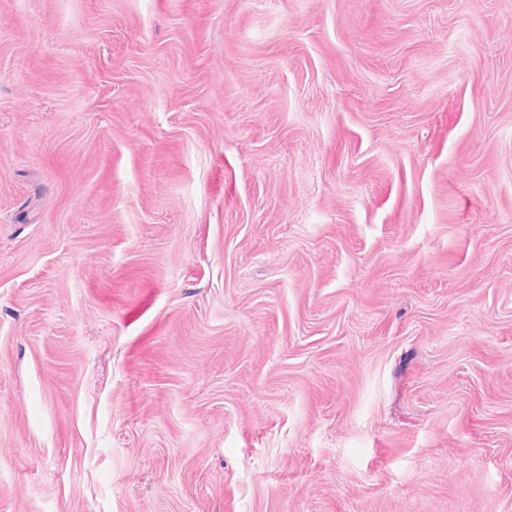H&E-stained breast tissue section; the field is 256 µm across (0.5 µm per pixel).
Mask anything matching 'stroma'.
Returning <instances> with one entry per match:
<instances>
[{"label": "stroma", "mask_w": 512, "mask_h": 512, "mask_svg": "<svg viewBox=\"0 0 512 512\" xmlns=\"http://www.w3.org/2000/svg\"><path fill=\"white\" fill-rule=\"evenodd\" d=\"M0 512H512V0H0Z\"/></svg>", "instance_id": "stroma-1"}]
</instances>
